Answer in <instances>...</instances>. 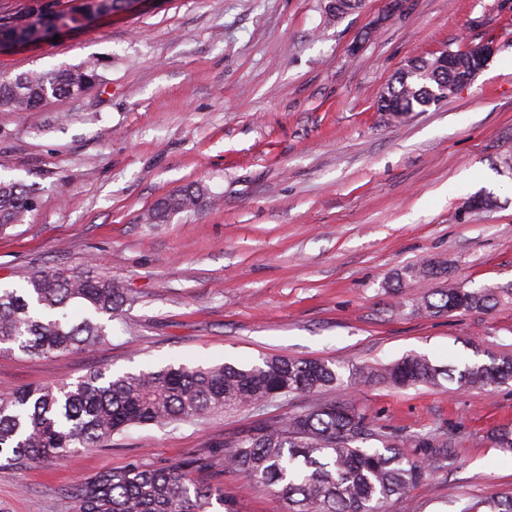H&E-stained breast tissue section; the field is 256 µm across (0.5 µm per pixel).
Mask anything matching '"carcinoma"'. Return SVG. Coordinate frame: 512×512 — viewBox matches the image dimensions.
Returning <instances> with one entry per match:
<instances>
[{"label":"carcinoma","instance_id":"1","mask_svg":"<svg viewBox=\"0 0 512 512\" xmlns=\"http://www.w3.org/2000/svg\"><path fill=\"white\" fill-rule=\"evenodd\" d=\"M54 13L0 23V35L37 41L56 27ZM447 67L433 60L407 63L377 100L380 112H410L431 103L432 90L448 91L476 75L478 49L454 50ZM98 64L28 71L0 78V110L27 111L57 96L83 94L101 81ZM203 186L192 183L159 199L144 215L163 224L174 213L196 209ZM38 196L21 180L0 178V232L24 222ZM442 273L439 264L414 265L402 278L416 281ZM495 288H440L413 299L428 314L488 310L499 303ZM127 301L110 278L75 270H38L21 288L0 289V345L9 352L43 357L79 353L104 343L107 322ZM395 387L437 386L446 380L462 389L490 390L512 381V357L439 366L426 355L408 354L383 368L340 367L321 360L271 357L241 368L230 363L188 366L170 362L137 372L94 369L74 382L20 388L0 398V467L24 468L59 459L74 448H102L132 426L160 428L202 421L215 413L273 402L293 394L346 390L360 380ZM374 439L378 447L361 443ZM448 440L432 434L396 440L382 434L348 397L264 420L224 443L216 458L203 457L167 469L136 460L119 472L87 478L70 489L74 512H238L224 490L199 483L194 473L212 467L241 472L285 505V512H389L393 500L448 466Z\"/></svg>","mask_w":512,"mask_h":512}]
</instances>
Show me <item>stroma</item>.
I'll list each match as a JSON object with an SVG mask.
<instances>
[{
	"instance_id": "35a3bbf8",
	"label": "stroma",
	"mask_w": 512,
	"mask_h": 512,
	"mask_svg": "<svg viewBox=\"0 0 512 512\" xmlns=\"http://www.w3.org/2000/svg\"><path fill=\"white\" fill-rule=\"evenodd\" d=\"M388 2L363 0L338 20L328 0H141L0 51L3 76L93 59L103 76L83 96L0 111V176L38 190L24 223L0 232V287L78 267L129 296L91 351L0 352V395L97 367L512 356V297L436 316L407 305L431 289L512 283V0H400L394 11ZM487 42L486 66L439 105L378 111L408 60ZM191 183L211 202L141 223ZM476 195L491 207L469 208ZM431 262L447 274L401 280L405 267ZM338 395L134 427L53 463L0 467V512H73L65 491L77 480L137 459L167 468L204 457L258 421ZM353 399L388 435L442 434L454 450L447 470L390 512H471L512 494V454L494 440L512 428V382L483 391L371 381ZM202 477L239 512H284L236 471Z\"/></svg>"
}]
</instances>
